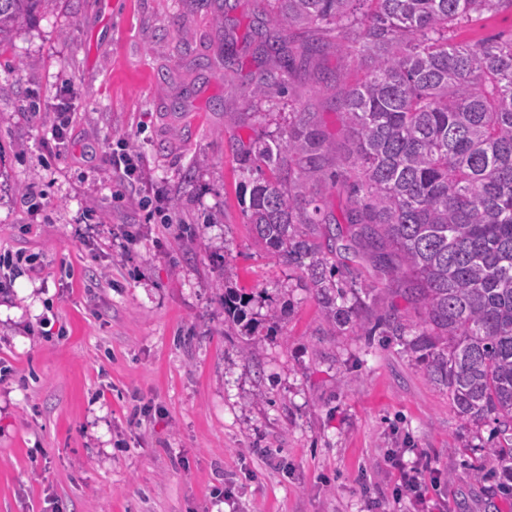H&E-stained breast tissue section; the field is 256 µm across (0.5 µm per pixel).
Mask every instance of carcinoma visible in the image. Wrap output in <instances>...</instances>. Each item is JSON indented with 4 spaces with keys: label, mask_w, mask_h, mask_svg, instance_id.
<instances>
[{
    "label": "carcinoma",
    "mask_w": 512,
    "mask_h": 512,
    "mask_svg": "<svg viewBox=\"0 0 512 512\" xmlns=\"http://www.w3.org/2000/svg\"><path fill=\"white\" fill-rule=\"evenodd\" d=\"M49 0H0V54ZM301 50L248 37L275 61L249 92L271 87L320 54L325 32L362 76L337 101L346 149L310 113L295 112L237 152L258 243L301 269L329 330L400 342L448 392L465 423L495 424L487 460L512 479V37L456 41L457 28L512 11V0H260ZM342 178L344 221L322 212L313 186ZM368 258L418 313L367 303L348 255ZM246 300L227 288L229 322Z\"/></svg>",
    "instance_id": "cac0c4a2"
}]
</instances>
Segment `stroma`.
Listing matches in <instances>:
<instances>
[{"label": "stroma", "instance_id": "obj_1", "mask_svg": "<svg viewBox=\"0 0 512 512\" xmlns=\"http://www.w3.org/2000/svg\"><path fill=\"white\" fill-rule=\"evenodd\" d=\"M258 6L52 0L0 55V250L30 261L0 294V512H403L394 450L433 469L428 512H512L459 454L492 424H463L399 342L326 330L257 243L235 147L264 133L247 94L273 63L246 36L282 34ZM354 74L327 46L263 108L339 144ZM122 147L139 182L112 171ZM228 288L255 334L225 332Z\"/></svg>", "mask_w": 512, "mask_h": 512}]
</instances>
